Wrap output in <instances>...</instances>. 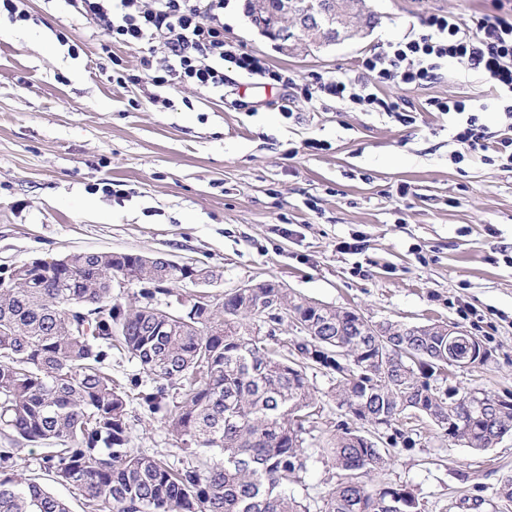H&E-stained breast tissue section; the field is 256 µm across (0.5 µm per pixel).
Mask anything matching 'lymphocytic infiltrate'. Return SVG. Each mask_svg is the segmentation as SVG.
Wrapping results in <instances>:
<instances>
[{
  "label": "lymphocytic infiltrate",
  "mask_w": 512,
  "mask_h": 512,
  "mask_svg": "<svg viewBox=\"0 0 512 512\" xmlns=\"http://www.w3.org/2000/svg\"><path fill=\"white\" fill-rule=\"evenodd\" d=\"M76 14L101 30L110 43L161 45L168 55L153 77L156 85L192 83L217 89L224 85V65L233 63L251 76L297 88L305 100L338 98L367 112L415 123L413 112L379 95V86L397 83L415 90L437 80L445 60L462 58L495 93V106L506 126L490 131L485 107L468 99L431 98V111L449 117L454 163L477 155L489 165L512 171V17L481 15L463 21L450 12L433 13L422 32L389 44L361 61L362 77L312 75L296 83L285 70L270 68L260 55L224 35V0H66Z\"/></svg>",
  "instance_id": "lymphocytic-infiltrate-1"
}]
</instances>
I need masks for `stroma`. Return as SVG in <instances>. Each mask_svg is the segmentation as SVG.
Instances as JSON below:
<instances>
[{
    "instance_id": "obj_1",
    "label": "stroma",
    "mask_w": 512,
    "mask_h": 512,
    "mask_svg": "<svg viewBox=\"0 0 512 512\" xmlns=\"http://www.w3.org/2000/svg\"><path fill=\"white\" fill-rule=\"evenodd\" d=\"M377 16L363 40L286 57L260 35L245 0H224V33L305 82L319 72L357 77L360 62L432 13L496 14L498 0H369ZM32 19H0V278L14 264L80 251L164 255L209 266L208 288L225 292L273 280L298 296L351 308L372 322H444L491 352L452 383L512 392V173L468 158L448 159V119L433 97L487 104L493 91L467 61L444 62L441 77L382 96L412 109L402 125L345 100L296 99L285 117L279 87L258 84L232 63L224 87L158 88L143 66L162 47L113 46L64 0H24ZM78 43L70 57L57 39ZM133 77L110 81L111 57ZM327 142L308 150L307 141ZM409 186L399 196L400 186ZM361 253L338 250L353 234ZM131 447L180 465L160 416L128 406ZM374 484L407 487L420 512H512L496 490L512 476V434L485 448L449 444L426 422ZM331 461L313 457L296 492L317 506L334 485Z\"/></svg>"
}]
</instances>
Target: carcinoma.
Instances as JSON below:
<instances>
[{
	"label": "carcinoma",
	"instance_id": "cac0c4a2",
	"mask_svg": "<svg viewBox=\"0 0 512 512\" xmlns=\"http://www.w3.org/2000/svg\"><path fill=\"white\" fill-rule=\"evenodd\" d=\"M66 258L17 264L0 280V430L13 436V447L0 448V512H71L50 482L78 490L84 512H309L293 488L307 472L306 436L321 411L305 372L312 358L303 349H269L255 328L279 320L256 310L261 297L281 291L278 284L227 293L208 312L173 310L157 300L170 293L164 284L195 272L213 282L216 271L138 255L114 260L109 252ZM127 275L145 284L134 306L112 296V280ZM281 292L283 305L316 330L309 343L373 368L354 385L334 375L347 420L316 438L315 452L338 471L320 512H417L409 490L369 483L389 461L360 427L369 416L388 417L392 446L406 439L399 423L411 411L469 448L512 432L511 398L484 393L470 413L469 390L431 388L434 359L464 357L467 331L450 346L443 322L375 323L393 342L384 365L361 340L356 311ZM115 346L151 376V388L131 396L112 380ZM131 398L162 415L185 454L182 466L128 447ZM300 414L309 418L299 422ZM27 442L51 445L39 461L46 484L13 475L28 465Z\"/></svg>",
	"mask_w": 512,
	"mask_h": 512
}]
</instances>
